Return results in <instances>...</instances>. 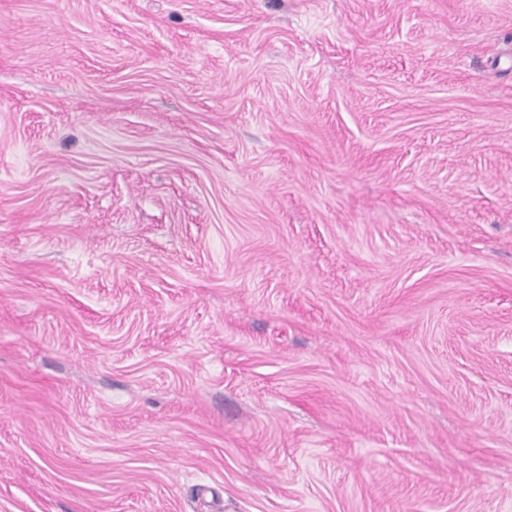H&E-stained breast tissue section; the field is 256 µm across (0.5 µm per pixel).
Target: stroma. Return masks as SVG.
<instances>
[{
  "label": "stroma",
  "mask_w": 512,
  "mask_h": 512,
  "mask_svg": "<svg viewBox=\"0 0 512 512\" xmlns=\"http://www.w3.org/2000/svg\"><path fill=\"white\" fill-rule=\"evenodd\" d=\"M0 512H512V0H0Z\"/></svg>",
  "instance_id": "1"
}]
</instances>
